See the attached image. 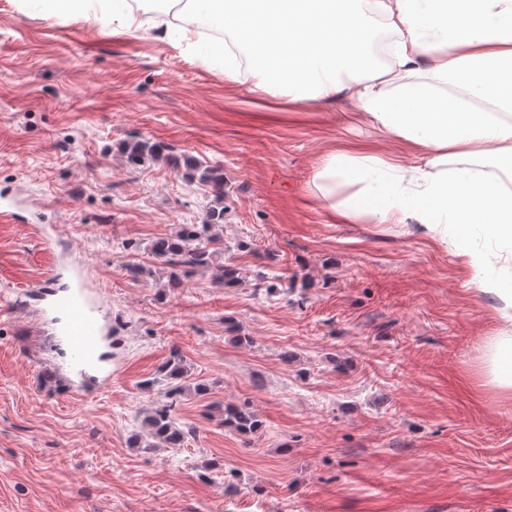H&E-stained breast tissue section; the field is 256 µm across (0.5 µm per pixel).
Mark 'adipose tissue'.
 I'll return each mask as SVG.
<instances>
[{"label": "adipose tissue", "mask_w": 512, "mask_h": 512, "mask_svg": "<svg viewBox=\"0 0 512 512\" xmlns=\"http://www.w3.org/2000/svg\"><path fill=\"white\" fill-rule=\"evenodd\" d=\"M153 15L161 36L178 32L223 69L240 75V63L220 40L194 28L198 6L234 30L245 45L254 86L292 100L326 105L353 91L360 109L387 134L416 145V164L403 167L373 156L320 158L313 183L323 188L346 169L358 171L363 188L340 203L347 220L420 225L455 252L480 293L495 297L497 327L484 342V386L512 399V276L498 273L512 256V191L469 169L490 152L512 173V0H162ZM21 10L51 19L79 17L113 34L136 35L145 0H17ZM392 34V54L404 83L390 96L376 88L382 72L374 56L375 21ZM491 104L483 112L453 96L435 95L417 81L422 67ZM496 243L492 254L469 242L472 229Z\"/></svg>", "instance_id": "1"}]
</instances>
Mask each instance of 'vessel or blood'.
Listing matches in <instances>:
<instances>
[{
    "label": "vessel or blood",
    "instance_id": "1",
    "mask_svg": "<svg viewBox=\"0 0 512 512\" xmlns=\"http://www.w3.org/2000/svg\"><path fill=\"white\" fill-rule=\"evenodd\" d=\"M67 359L64 373L71 388L89 392L112 378L100 353L105 335L101 306L92 304L82 283L52 298L46 306Z\"/></svg>",
    "mask_w": 512,
    "mask_h": 512
}]
</instances>
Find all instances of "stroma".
I'll list each match as a JSON object with an SVG mask.
<instances>
[{
	"label": "stroma",
	"mask_w": 512,
	"mask_h": 512,
	"mask_svg": "<svg viewBox=\"0 0 512 512\" xmlns=\"http://www.w3.org/2000/svg\"><path fill=\"white\" fill-rule=\"evenodd\" d=\"M137 137L172 161L126 166ZM333 150L417 157L349 93L291 102L155 31L0 0V205L21 217L0 222V512H512V401L479 385L496 301L418 229L335 215L361 184H313ZM186 156L224 174L236 286L172 281L149 253L213 204ZM76 273L112 327V380L85 396L35 294ZM175 354L207 387L176 406L193 432L131 445ZM224 423L239 432H254L262 426L253 412L246 407L237 406L225 407Z\"/></svg>",
	"instance_id": "obj_1"
}]
</instances>
